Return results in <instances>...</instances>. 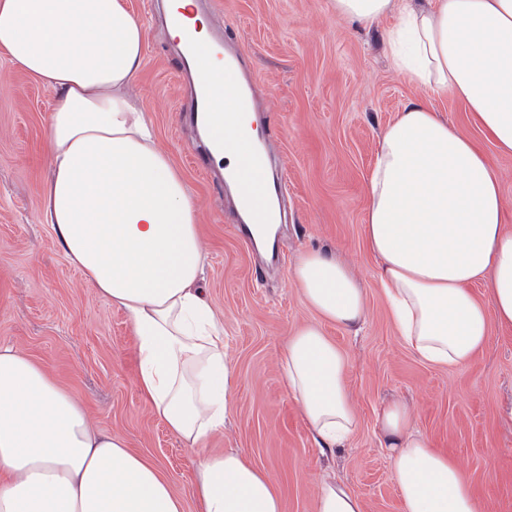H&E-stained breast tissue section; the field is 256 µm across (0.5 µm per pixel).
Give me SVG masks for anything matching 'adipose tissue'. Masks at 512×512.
<instances>
[{"instance_id":"obj_1","label":"adipose tissue","mask_w":512,"mask_h":512,"mask_svg":"<svg viewBox=\"0 0 512 512\" xmlns=\"http://www.w3.org/2000/svg\"><path fill=\"white\" fill-rule=\"evenodd\" d=\"M338 18L386 17L395 70L463 100L486 137L512 154V0H332ZM145 29L128 0H0V49L53 98L50 175L42 216L90 287L123 309L137 340L138 387L191 448L223 429L231 388L224 327L198 284L207 254L192 190L157 144L128 88ZM212 121L260 134L224 88L210 83ZM365 239L403 343L424 362L461 367L483 349L491 322L512 326V231L500 178L464 133L420 102L384 129L366 180ZM293 282L315 313L289 334L285 389L327 449L358 425L343 352L325 335L367 316L365 289L329 252L302 253ZM485 283L490 304L477 301ZM384 447L405 512H478L473 487L433 448L410 409L386 406ZM200 512H282L269 474L229 451L193 462ZM0 512H185L159 469L24 352L0 345Z\"/></svg>"}]
</instances>
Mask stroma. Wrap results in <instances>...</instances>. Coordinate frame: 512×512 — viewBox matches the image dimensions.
<instances>
[{
    "mask_svg": "<svg viewBox=\"0 0 512 512\" xmlns=\"http://www.w3.org/2000/svg\"><path fill=\"white\" fill-rule=\"evenodd\" d=\"M146 27L143 65L129 87L150 115L158 144L194 192L208 266L204 295L224 327L233 371L230 410L203 449L187 447L143 400L138 347L125 312L84 281L41 221L48 177L45 130L51 94L0 51V343L24 351L87 410L103 431L156 465L185 512H198L192 461L233 449L265 469L283 512H315L319 485L333 476L365 512H404L393 461L380 444V414L407 404L434 447L470 480L480 512H512V330L492 328L462 368H435L399 339L364 243L365 183L381 131L422 102L490 156L512 229V155L497 153L451 95L415 86L386 54L392 20L363 28L337 19L331 0H203L209 27L239 44L257 88L256 123L285 182L278 258L248 247L219 172L201 173L203 149L182 123L190 79L162 21V0H128ZM333 252L368 293L355 330L325 325L345 354V384L359 417L349 442L321 452L284 389L279 360L289 333L313 312L294 286L298 256Z\"/></svg>",
    "mask_w": 512,
    "mask_h": 512,
    "instance_id": "obj_1",
    "label": "stroma"
}]
</instances>
